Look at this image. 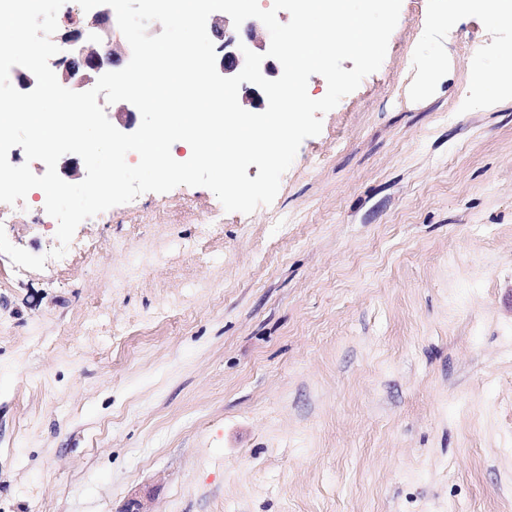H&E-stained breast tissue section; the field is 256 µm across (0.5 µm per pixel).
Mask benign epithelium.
Masks as SVG:
<instances>
[{"label": "benign epithelium", "instance_id": "obj_1", "mask_svg": "<svg viewBox=\"0 0 512 512\" xmlns=\"http://www.w3.org/2000/svg\"><path fill=\"white\" fill-rule=\"evenodd\" d=\"M229 24L230 21L225 18L210 25L211 35L216 42V68L224 77L237 75L244 66L245 59L239 44H244L250 50L255 48L260 54L267 52L264 45L254 44L257 28L255 22L246 23L243 36L239 38L228 32ZM91 25L119 31L116 16L107 5L100 6L94 13ZM59 48L57 58L53 61L54 69L68 79L79 74L87 84L95 83L106 72L124 68L131 59L129 47L120 52L112 48L105 53L87 48L80 30L60 36Z\"/></svg>", "mask_w": 512, "mask_h": 512}]
</instances>
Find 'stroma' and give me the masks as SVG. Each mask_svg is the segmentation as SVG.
Returning <instances> with one entry per match:
<instances>
[{"instance_id":"obj_1","label":"stroma","mask_w":512,"mask_h":512,"mask_svg":"<svg viewBox=\"0 0 512 512\" xmlns=\"http://www.w3.org/2000/svg\"><path fill=\"white\" fill-rule=\"evenodd\" d=\"M512 22L402 8L274 201L0 253V512H512Z\"/></svg>"}]
</instances>
